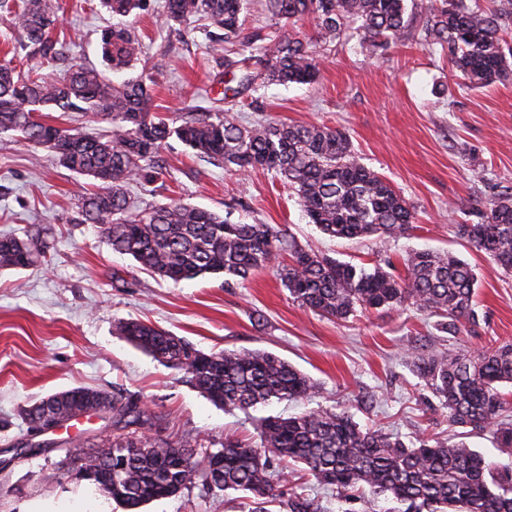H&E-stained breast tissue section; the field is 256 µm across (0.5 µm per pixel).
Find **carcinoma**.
Segmentation results:
<instances>
[{"label":"carcinoma","instance_id":"obj_1","mask_svg":"<svg viewBox=\"0 0 512 512\" xmlns=\"http://www.w3.org/2000/svg\"><path fill=\"white\" fill-rule=\"evenodd\" d=\"M282 26L312 17L320 42H332L353 27L360 45L373 53L404 42L409 18L406 0H265ZM107 12L130 17L146 0H100ZM56 0H21L13 13L26 49V65L0 60V132L55 157L66 168L98 182L78 204L80 222L102 225L112 251L175 283L207 274L224 275V284L244 283L250 274L284 257L280 277L291 298L315 314L345 320L358 311L406 309L434 313L437 330L453 336L475 322L477 277L465 260L431 249L411 250L404 274L375 265L340 262L304 247L270 224L233 223L223 216L177 201L148 208L130 207L126 187L145 179L159 151L175 137L193 153L238 170L270 171L293 190L318 230L332 239H382L403 235L414 223L409 203L392 183L361 163L349 136L309 123L268 122L246 127L231 112L247 105L245 92L255 77L274 84H312L319 75L315 45L290 34L244 33V0H165L167 27H183L197 17L220 33L211 48L228 44L249 52L243 58L257 75L243 74L222 112H187L170 120L151 111V91L129 71L143 56L132 29L107 28L100 34L107 71L78 64L52 80L46 61L59 54L51 36ZM426 37L448 56V65L465 85L489 86L512 79L502 14L477 0H432L425 7ZM80 112L111 130L80 131L46 123L44 112ZM458 233L512 273V193L491 197L480 222L457 225ZM47 248L44 230L24 237L0 236V269H22L38 262ZM117 334L162 363L186 374L203 396L229 410L316 398L319 385L284 359L261 350L205 353L189 341L139 320H122ZM415 367L426 387L459 428L492 432L500 451L512 454V421L501 418L508 400L501 388L512 385V344L473 354L441 351L419 357ZM68 397L104 399L118 433L112 471L86 464L77 479L108 493L125 512H141L154 500L179 494L200 475L208 489L250 494L249 512H323L309 495L284 490L278 468L302 464L317 483L350 500L358 492L406 505L404 512H512V469L499 468L462 441L417 437L406 442L381 427L363 428L346 409L318 408L260 420L259 444L226 441L199 455L198 441L170 443L143 429L159 428L139 397L74 387Z\"/></svg>","mask_w":512,"mask_h":512}]
</instances>
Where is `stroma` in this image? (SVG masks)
<instances>
[{
    "instance_id": "35a3bbf8",
    "label": "stroma",
    "mask_w": 512,
    "mask_h": 512,
    "mask_svg": "<svg viewBox=\"0 0 512 512\" xmlns=\"http://www.w3.org/2000/svg\"><path fill=\"white\" fill-rule=\"evenodd\" d=\"M63 57L46 64L57 75L71 65L101 67V29L111 18L99 0H59ZM164 0H149L132 23L144 44L138 71L153 83V109L176 118L191 109L225 108L224 56L212 52L203 21L185 35L163 25ZM415 17L403 44L368 55L358 39L319 45L318 80L259 85L257 107L239 122H307L343 130L362 163L389 180L415 209L404 236L331 239L311 224L296 196L267 171L239 172L202 160L178 140L161 151L164 173L128 186L140 207L174 198L233 222L271 224L305 246L345 262L391 261L402 272L412 248L450 252L478 276L477 322L468 332H439L434 316L409 308L360 312L345 321L299 307L277 268L243 285L223 276L180 283L141 270L112 251L99 225L76 221L77 203L94 181L46 152L0 133V234L48 228L44 265L0 270V512H123L110 496L70 470L112 433L109 417L85 416L50 435V447L28 448L24 411L40 399L82 386L137 395L163 423L170 442L193 437L214 449L251 440L256 422L215 406L188 381L119 336L118 321L140 319L183 337L204 352L262 350L288 361L323 387L320 398L267 407L270 415L321 406L349 407L364 427L409 438L453 434L438 399L416 376V357L440 349L478 351L512 343V275L462 238L481 203L512 191V81L463 85L448 58L424 41ZM289 487L321 501L327 512H387L383 498L337 502L334 492L298 466L282 464ZM144 512H248L243 493L208 492L201 483L155 500Z\"/></svg>"
}]
</instances>
